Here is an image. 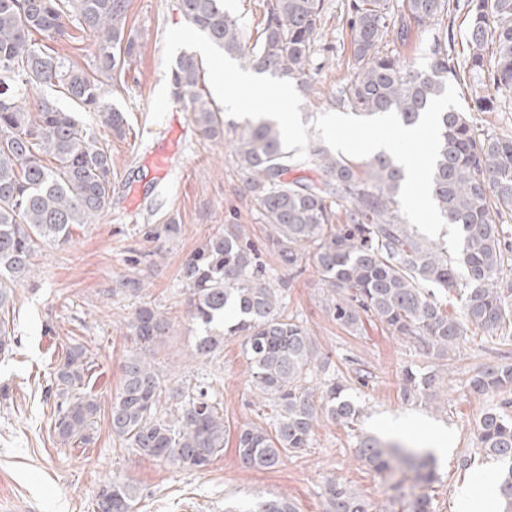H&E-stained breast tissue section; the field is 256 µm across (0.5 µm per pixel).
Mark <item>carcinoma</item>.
<instances>
[{"label": "carcinoma", "instance_id": "obj_1", "mask_svg": "<svg viewBox=\"0 0 512 512\" xmlns=\"http://www.w3.org/2000/svg\"><path fill=\"white\" fill-rule=\"evenodd\" d=\"M130 0H0V312L14 304V285L29 276L42 243H67L110 204L112 157L80 126L32 89L60 88L87 112H99L117 136L127 117L105 105L102 85L122 74L140 53L128 28ZM323 0H269L264 27L254 45L224 0H178L182 16L242 68L294 80L301 87L314 53ZM449 0H349L352 73L335 105L357 116L387 112L415 125L431 98L454 82L470 92L478 112H495L512 98V0H467L468 64L455 63L451 39L436 35L423 46L425 62L408 64L384 50L387 37L400 41L411 29L430 30L449 11ZM79 31L75 36L68 27ZM42 35L37 42L32 35ZM89 39L96 74L64 66L53 44ZM203 65L182 55L171 71L175 100L190 112L198 133L224 142L237 159L242 185L264 216L267 242L280 265L293 269L307 259L330 293L328 310L337 324L360 332L376 321L391 335L441 357L466 337L467 325L488 336L512 338V281L500 278L512 264V241L503 224L512 218V137L479 133L464 112L441 116V151L432 195L448 224L463 234L459 263L448 249L418 236L400 214L403 167L386 151L358 163L326 145L311 147L304 160L285 150L279 129L258 119L224 136L221 110L200 85ZM309 167L314 179H287ZM345 223H336V211ZM178 281L190 321L197 324L195 352L216 353L224 337L238 336L258 396L277 408L273 431L259 423L241 427L236 447L241 464L276 468L285 453L308 447L318 412L354 424L360 415L347 385L330 374L332 360L317 355L308 327L283 313L286 281L259 260L258 249L234 227L210 234L180 265ZM460 296L462 315L448 313L437 293ZM132 348L112 397V436L140 457L203 471L224 451L226 426L220 407L202 386L168 387L153 362L174 325L154 307L139 306L127 323ZM87 348L66 347L53 371L54 429L64 444L88 445L101 407L89 389ZM327 376L321 396L309 387L315 372ZM437 369L404 371L405 399L430 396L440 384ZM473 393L512 389V365L487 367L469 381ZM475 454L505 464L497 473L504 512H512V400L478 419ZM358 459L376 473H415L429 487L438 480L428 448L385 443L361 434ZM140 496L128 482L105 485L112 512H133ZM247 512H297L273 496ZM324 512H378L332 476L324 484Z\"/></svg>", "mask_w": 512, "mask_h": 512}]
</instances>
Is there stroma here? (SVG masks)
<instances>
[{
    "label": "stroma",
    "mask_w": 512,
    "mask_h": 512,
    "mask_svg": "<svg viewBox=\"0 0 512 512\" xmlns=\"http://www.w3.org/2000/svg\"><path fill=\"white\" fill-rule=\"evenodd\" d=\"M347 0H325L307 90L300 107L303 123L330 111V100L351 73ZM177 0H130L129 27L140 54L121 80L106 87L108 106L126 112L125 135L102 126L97 113L78 112L63 93L59 108L78 112L98 145L112 156L111 203L96 220L75 231L72 241L41 245L26 281L15 287L11 329L17 341L12 355L0 356V512H97L104 484L136 485L141 495L135 512H224L226 503L249 504L284 495L298 512H323L327 477L342 480L382 512H403L412 499L411 481L395 483L358 460V435L405 436L429 446L438 431L452 441L438 458L439 479L428 493L435 512H456L461 486L492 489L500 465L476 461L472 475H460L458 459L472 448L480 414L499 395L470 394L467 381L487 366L512 364V340L473 331L447 355L425 356L415 344L392 336L377 324L353 335L326 310V290L311 262L281 269L265 247V221L250 195L241 189L237 163L223 144L203 140L190 112L170 94L164 68V36L184 25ZM169 155L156 170L157 152ZM174 222L182 233L172 240L146 238L147 227ZM238 225L258 248L261 261L278 268L288 283L286 313L303 321L320 355L330 356L361 414L353 426L319 417L309 448L284 455L273 470L241 466L236 448L240 427L257 422L249 363L243 340L228 336L214 357L194 351L196 331L179 294L177 271L184 257L210 233ZM139 276L142 290L116 292L117 281ZM150 303L174 323L176 333L159 347L156 359L169 383L191 381L209 386L224 413V450L203 471L184 470L132 453L113 440L109 426L112 397L121 381L120 363L131 349L126 324L135 309ZM86 346L92 359L93 390L101 411L94 442L65 445L54 431L53 402L46 397L58 356L69 344ZM442 367L443 383L433 397L403 400L404 368ZM368 373L357 377L358 370Z\"/></svg>",
    "instance_id": "1"
}]
</instances>
